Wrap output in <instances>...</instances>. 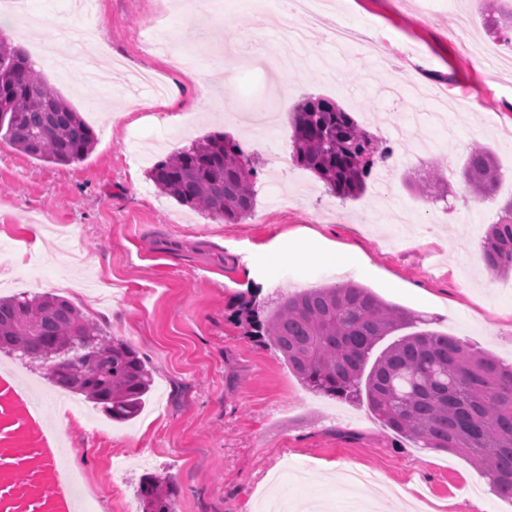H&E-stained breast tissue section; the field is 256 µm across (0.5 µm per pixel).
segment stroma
Instances as JSON below:
<instances>
[{"label":"stroma","mask_w":512,"mask_h":512,"mask_svg":"<svg viewBox=\"0 0 512 512\" xmlns=\"http://www.w3.org/2000/svg\"><path fill=\"white\" fill-rule=\"evenodd\" d=\"M28 3L24 18L0 16L25 50L48 40L51 16L70 14L75 40L57 54L77 45L179 85L180 121H157L150 89L130 109L108 88L89 92L48 59L37 63L97 144L83 161L56 166L0 141V296L68 298L137 350L153 387L126 423L85 400L62 416L41 361L0 351V448L60 449L59 466L100 512H143L147 475L174 485L183 512H266L298 499L328 502L327 512H347L353 499L372 512H512L467 459L398 436L366 401L308 390L253 315L280 295L351 281L512 364V276L472 262L512 198V144L498 133L512 125V70L470 50L483 43L507 57L512 40L487 31L478 0H332L331 19L372 41L375 54L342 51L314 28L285 78L240 75L207 56L186 76L147 44L149 22L163 14L174 49L212 29L242 58L271 51L280 40L271 0H213L205 13L179 0H96L89 17L70 13L69 0ZM395 70L406 95L421 98L416 122L386 96ZM284 92L295 103L334 100L400 165H374L364 194L345 201L310 171L281 166L292 152L289 114L270 136L250 107ZM213 131L233 136L257 170V206L239 224L204 218L149 178L154 164ZM478 142L501 173L494 198L473 197L458 177L443 200L411 189L432 165L460 170ZM333 251L357 266L327 265ZM263 253L271 262L259 263ZM382 484L404 497L380 493Z\"/></svg>","instance_id":"1"}]
</instances>
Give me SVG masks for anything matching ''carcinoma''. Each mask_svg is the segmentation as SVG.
<instances>
[{"mask_svg":"<svg viewBox=\"0 0 512 512\" xmlns=\"http://www.w3.org/2000/svg\"><path fill=\"white\" fill-rule=\"evenodd\" d=\"M485 26L512 21V6L483 0ZM292 161L337 197L355 199L387 150L336 102L305 97L292 112ZM0 140L48 164L87 158L96 134L41 76L24 50L0 36ZM470 193L494 196L492 150L472 147L461 168ZM252 169L229 135L212 132L157 162L149 178L165 195L201 215L236 224L256 206ZM493 274L512 271V198L482 244ZM422 318L356 283L291 293L264 316V335L301 382L338 399L365 395L382 423L426 448L462 455L481 468L493 491L512 499V365L477 353L460 339L413 330ZM412 332L376 346L404 330ZM0 349L49 365L58 388L101 406L117 421L140 412L152 376L127 342L107 335L68 299L54 294L0 298ZM145 512H176L173 490L157 477L140 485Z\"/></svg>","mask_w":512,"mask_h":512,"instance_id":"1","label":"carcinoma"}]
</instances>
